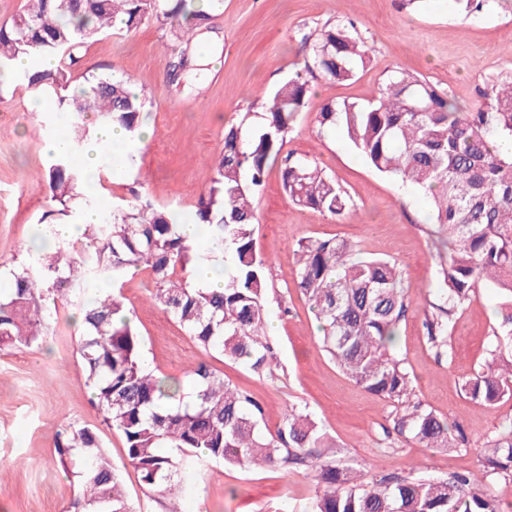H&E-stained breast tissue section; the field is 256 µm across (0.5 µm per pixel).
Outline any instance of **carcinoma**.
I'll return each instance as SVG.
<instances>
[{
	"label": "carcinoma",
	"instance_id": "obj_1",
	"mask_svg": "<svg viewBox=\"0 0 512 512\" xmlns=\"http://www.w3.org/2000/svg\"><path fill=\"white\" fill-rule=\"evenodd\" d=\"M189 2L27 0L23 11L0 25V72L53 96L54 114L66 119L77 142L89 134L92 119L134 138L145 95L110 74L73 89L70 69L84 44L118 20L131 30L151 15L192 41L211 15ZM304 44V68L269 96L264 111L246 112L224 129L215 176L191 214L137 198L99 214L83 238L10 269L8 292L0 296V347L39 344L58 299L107 282L111 291L85 303L76 349L95 409L122 436L126 458L148 489L171 493L176 476L200 473L213 461L307 471L316 486L309 512H501L497 488H512V421L483 443L476 473L454 471L434 480L410 472L367 484L305 410L289 409L272 433L262 426V405L231 389L209 366L190 371L189 402L180 382L143 366L142 340L121 293L122 279L136 270L148 271L154 302L200 347L254 369L269 365L273 354L262 340L268 264L254 239V199L269 161L281 159L283 189L294 204L338 221L349 215L351 199L335 178L317 163L281 151L310 94L306 75L351 80L366 64L367 48L351 22L327 26L315 38L304 37ZM21 55L49 56L57 66L17 71L13 60ZM485 98V106L467 112L446 90L397 66L370 100L331 101L317 123L320 132L346 138L375 171L420 192L430 220L445 233L439 303L424 322L436 355L446 352L448 332L478 288L502 296L496 345L462 383L472 402L491 406L512 399V155L495 148L496 141L512 139V74L489 80ZM83 179L74 155L52 158L47 210L39 222L43 239L56 238V218L80 219L73 200ZM182 224H195L200 238L224 244L223 287L193 281L204 256L198 241L180 233ZM296 252L294 286L319 322L326 351L348 378L391 404L390 429L425 448L466 449L448 421L416 397L410 372L391 350L408 308L399 263L365 256L337 238L301 241ZM54 447L63 471L79 483L68 512H137L96 433L69 424L57 432ZM163 448L178 454L166 455Z\"/></svg>",
	"mask_w": 512,
	"mask_h": 512
}]
</instances>
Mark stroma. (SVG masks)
Listing matches in <instances>:
<instances>
[{
    "mask_svg": "<svg viewBox=\"0 0 512 512\" xmlns=\"http://www.w3.org/2000/svg\"><path fill=\"white\" fill-rule=\"evenodd\" d=\"M339 21L355 23L370 61L342 84L312 78L306 107L284 149L315 160L334 176L350 195L352 212L339 222L295 206L282 189L276 161L269 163L254 200L256 249L269 261L266 340L277 367L256 371L200 347L151 301L147 272L129 274L122 292L157 374L184 383L194 366L207 364L262 403L271 430L289 408L306 409L370 480L410 471L433 477L475 471L485 438L512 419V400L478 406L461 388L496 342L499 299L494 290L479 289L449 331L446 354L436 356L423 322L438 299L444 248L442 236L426 222L424 200L375 172L342 138L319 133L315 117L328 102L371 98L397 66L449 91L464 108L479 107L486 80L512 73V0L470 16L453 0H223L207 33L218 66L209 67L203 82L179 85L169 81L167 65L186 44L168 25L153 17L131 31L117 25L83 47L71 80L80 86L111 73L149 89L144 124L151 136L136 147L133 168L104 169L108 182L97 207L110 210L137 193L156 206L192 212L214 176L225 125L242 113L261 111L268 93L302 68L309 52L303 36ZM34 99L9 75L0 76V266L7 269L44 246L37 235L49 168L43 142L68 131L46 113L32 111ZM306 237L344 238L366 255L399 262L409 285L408 309L393 350L418 397L461 429L467 450L424 448L386 432L387 404L336 366L319 340L314 314L292 285L295 248ZM82 307L77 296L59 303L39 346L0 350V512H66L78 485L60 467L53 441L71 423L97 434L138 512H306L315 485L303 472L212 462L203 475H182L176 497L150 492L128 464L123 438L92 404L76 352Z\"/></svg>",
    "mask_w": 512,
    "mask_h": 512,
    "instance_id": "1",
    "label": "stroma"
}]
</instances>
